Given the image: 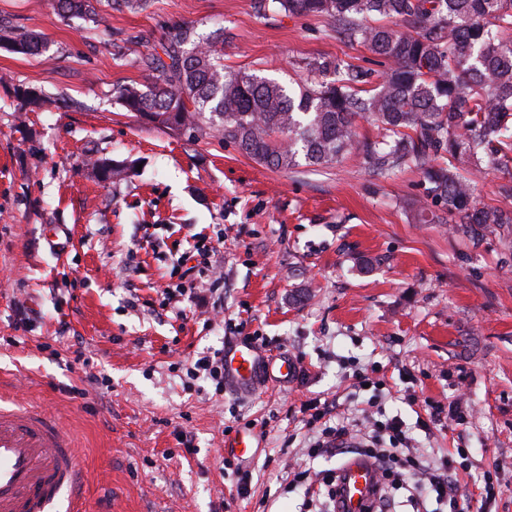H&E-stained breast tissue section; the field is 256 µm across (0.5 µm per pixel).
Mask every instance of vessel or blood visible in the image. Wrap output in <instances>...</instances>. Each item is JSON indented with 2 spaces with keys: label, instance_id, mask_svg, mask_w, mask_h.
Masks as SVG:
<instances>
[{
  "label": "vessel or blood",
  "instance_id": "1",
  "mask_svg": "<svg viewBox=\"0 0 512 512\" xmlns=\"http://www.w3.org/2000/svg\"><path fill=\"white\" fill-rule=\"evenodd\" d=\"M299 370L244 339L224 348V380L237 392L293 382ZM339 474L336 512H365L378 493L375 462L354 456ZM84 496L81 456L63 422L37 405L0 404V512H81Z\"/></svg>",
  "mask_w": 512,
  "mask_h": 512
}]
</instances>
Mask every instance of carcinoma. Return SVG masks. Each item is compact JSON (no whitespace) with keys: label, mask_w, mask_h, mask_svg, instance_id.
<instances>
[{"label":"carcinoma","mask_w":512,"mask_h":512,"mask_svg":"<svg viewBox=\"0 0 512 512\" xmlns=\"http://www.w3.org/2000/svg\"><path fill=\"white\" fill-rule=\"evenodd\" d=\"M57 9L96 14L92 0H57ZM253 9L322 19L387 69L377 75L314 59L306 63L310 82L296 91L225 71L223 45L182 26L140 59L154 83L117 89L123 107L191 140L215 131L274 169L328 167L354 152L378 177L412 170L426 192L411 209L413 222L449 224L474 241L494 233L512 256V209L475 199V178L490 168L498 193L512 198V0H253ZM0 43L22 56L42 48L35 35L1 24ZM44 103L33 90L20 94L24 112ZM365 118L376 125L372 138L357 131ZM87 170L107 182L130 167L97 159Z\"/></svg>","instance_id":"1"}]
</instances>
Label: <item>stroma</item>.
<instances>
[{
	"label": "stroma",
	"mask_w": 512,
	"mask_h": 512,
	"mask_svg": "<svg viewBox=\"0 0 512 512\" xmlns=\"http://www.w3.org/2000/svg\"><path fill=\"white\" fill-rule=\"evenodd\" d=\"M0 20L43 43L27 57L0 47V391L68 424L84 512H306L303 487L281 477L315 432L314 400L363 433L400 416L419 460L461 450V482L495 470L497 512H512V261L497 237L476 246L409 222L424 195L412 171L379 178L354 154L273 170L219 134L192 142L147 125L117 98L150 83L140 56L182 24L229 33L225 70L282 82L319 56L373 69L376 56L323 20L257 16L252 0H147L100 24L54 0H0ZM21 89L46 110L20 111ZM90 156L130 171L95 182ZM197 233L224 236L213 266L225 319L295 357L293 383L185 388L187 362L227 342L210 303L162 304L170 256ZM90 372L107 385L76 396ZM426 400L461 405L463 424L420 427ZM244 431L259 442L241 463L247 498L224 467L225 440Z\"/></svg>",
	"instance_id": "stroma-1"
}]
</instances>
